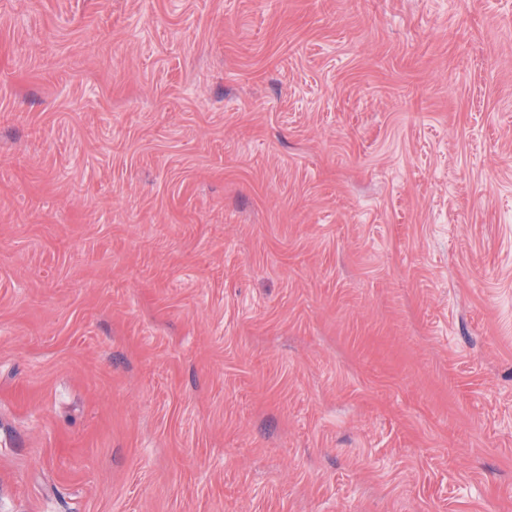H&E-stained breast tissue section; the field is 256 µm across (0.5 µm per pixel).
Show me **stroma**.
<instances>
[{
  "mask_svg": "<svg viewBox=\"0 0 512 512\" xmlns=\"http://www.w3.org/2000/svg\"><path fill=\"white\" fill-rule=\"evenodd\" d=\"M0 512H512V0H0Z\"/></svg>",
  "mask_w": 512,
  "mask_h": 512,
  "instance_id": "obj_1",
  "label": "stroma"
}]
</instances>
